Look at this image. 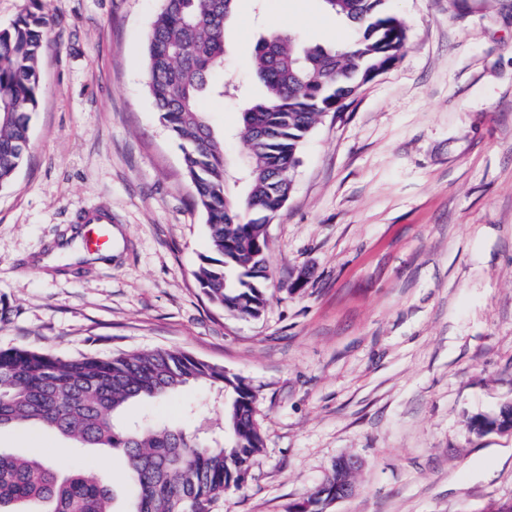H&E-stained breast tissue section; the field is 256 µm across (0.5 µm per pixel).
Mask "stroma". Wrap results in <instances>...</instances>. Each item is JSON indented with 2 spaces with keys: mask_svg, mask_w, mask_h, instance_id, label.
Masks as SVG:
<instances>
[{
  "mask_svg": "<svg viewBox=\"0 0 512 512\" xmlns=\"http://www.w3.org/2000/svg\"><path fill=\"white\" fill-rule=\"evenodd\" d=\"M408 26L399 61L303 142L268 228L275 283L260 318L214 307L193 273L208 229L182 149L145 83L161 0H0V29L47 19L30 150L0 188V349L68 357L180 349L252 387L264 444L212 512H289L356 458L327 512H497L512 502V431L475 430L512 402V0H390ZM320 0H238L215 84L254 91L260 32L336 41ZM228 158L238 100L204 96ZM112 214V246L76 219ZM223 427L205 386L128 406ZM0 429V448L66 470H111L106 450ZM336 466L340 469L353 472L358 468V461L353 458H341L336 462V465L333 466L330 475L325 480V483L331 485L332 488L336 487V494L334 495L335 499L332 500L334 502L349 496L353 489L352 486L348 483L336 486V483L339 484L344 481H349L352 484V473H346L345 475L340 476V474L336 472Z\"/></svg>",
  "mask_w": 512,
  "mask_h": 512,
  "instance_id": "35a3bbf8",
  "label": "stroma"
}]
</instances>
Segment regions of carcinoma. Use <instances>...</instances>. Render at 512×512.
Instances as JSON below:
<instances>
[{
	"label": "carcinoma",
	"instance_id": "carcinoma-1",
	"mask_svg": "<svg viewBox=\"0 0 512 512\" xmlns=\"http://www.w3.org/2000/svg\"><path fill=\"white\" fill-rule=\"evenodd\" d=\"M236 2L163 0L149 35L146 84L161 122L181 142L192 204L208 227L211 255L195 272L199 287L215 307L257 318L272 280L268 224L288 201L303 140L322 114L345 109L365 74L395 65L408 30L389 0H322L353 27L346 44L307 45L290 32L259 37L253 70L263 91L243 101L238 127L248 146L240 198L227 191L224 135L199 105L205 93L224 96L212 74L224 62ZM46 26L29 16L0 30V187L28 152ZM193 384L231 394L222 440L148 417L122 422L127 405ZM32 425L119 456L133 486L127 512H210L227 486L247 481L263 445L246 380L178 349L76 357L0 349V428ZM114 499L107 469L62 473L48 460L0 450V512H116Z\"/></svg>",
	"mask_w": 512,
	"mask_h": 512
}]
</instances>
